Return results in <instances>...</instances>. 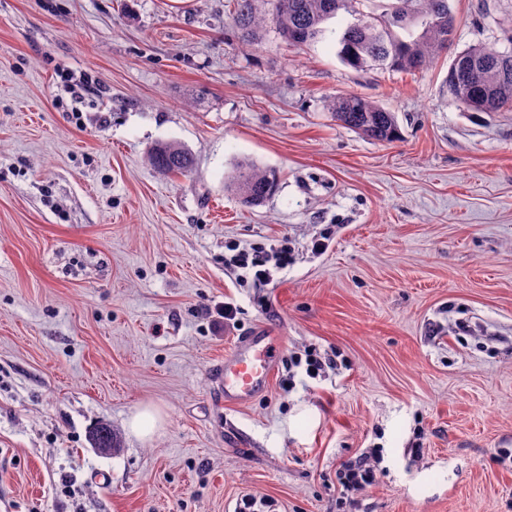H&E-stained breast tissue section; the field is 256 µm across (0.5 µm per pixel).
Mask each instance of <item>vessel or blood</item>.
Here are the masks:
<instances>
[{"mask_svg":"<svg viewBox=\"0 0 512 512\" xmlns=\"http://www.w3.org/2000/svg\"><path fill=\"white\" fill-rule=\"evenodd\" d=\"M280 349V337L263 326L236 341L209 372L214 405H244L268 391Z\"/></svg>","mask_w":512,"mask_h":512,"instance_id":"1","label":"vessel or blood"}]
</instances>
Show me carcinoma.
I'll return each instance as SVG.
<instances>
[{"mask_svg":"<svg viewBox=\"0 0 512 512\" xmlns=\"http://www.w3.org/2000/svg\"><path fill=\"white\" fill-rule=\"evenodd\" d=\"M358 0H233V22L243 43L250 45L267 24L284 41L297 40L296 47L309 46L324 32V24L339 12H351ZM374 26L343 28L336 38L337 56L359 70L424 71L441 53L448 51L456 29L451 0H387ZM448 96L459 108L473 112H498L512 107V52L504 53L483 44L454 55L446 76ZM336 121L378 142L400 138L393 112L375 100L355 94L336 96L330 104ZM148 164L169 177L187 175L194 157L175 142L157 145L147 156ZM277 186V173L250 163L237 166L228 187L244 203L255 205ZM95 445L116 455L117 436L107 429L97 431Z\"/></svg>","mask_w":512,"mask_h":512,"instance_id":"carcinoma-1","label":"carcinoma"}]
</instances>
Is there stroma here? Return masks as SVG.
<instances>
[{"mask_svg":"<svg viewBox=\"0 0 512 512\" xmlns=\"http://www.w3.org/2000/svg\"><path fill=\"white\" fill-rule=\"evenodd\" d=\"M453 5L450 53L382 73L338 59L344 12L244 48L230 0H0V512H337L339 464L376 447L361 512H512V112L443 86L453 53L512 49V0ZM343 93L400 140L337 122ZM162 141L190 174L147 164ZM241 161L280 175L261 205L227 187ZM284 238L267 284L225 270L226 246ZM261 325L269 390L216 411L211 367ZM311 344L348 368L282 390ZM330 109L336 121L369 139L392 143L400 138L394 113L368 97L337 95ZM147 162L163 176H185L193 169L194 157L180 144L167 142L153 148L148 153ZM158 422V414L150 408H145L133 416L130 420V428L137 436L147 437L154 432Z\"/></svg>","mask_w":512,"mask_h":512,"instance_id":"35a3bbf8","label":"stroma"}]
</instances>
